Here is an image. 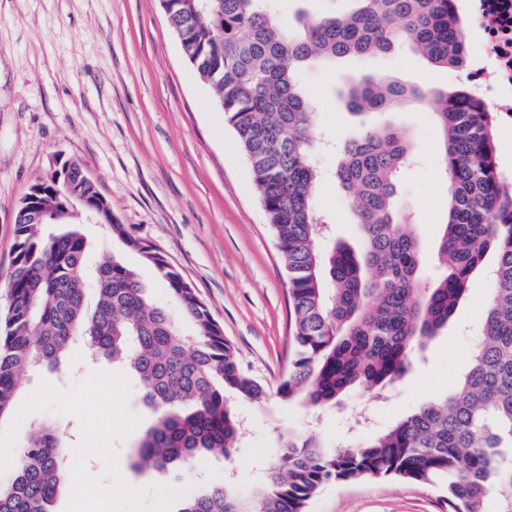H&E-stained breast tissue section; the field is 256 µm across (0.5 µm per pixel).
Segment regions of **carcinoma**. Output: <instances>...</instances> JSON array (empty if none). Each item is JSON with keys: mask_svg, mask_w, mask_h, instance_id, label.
I'll list each match as a JSON object with an SVG mask.
<instances>
[{"mask_svg": "<svg viewBox=\"0 0 512 512\" xmlns=\"http://www.w3.org/2000/svg\"><path fill=\"white\" fill-rule=\"evenodd\" d=\"M341 16L307 17L298 31L274 20V0H160L169 27L213 92L252 173L288 278L293 353L276 385L248 373L195 288L152 244L132 236L82 166L66 161L71 199L53 181L40 191L42 218L18 212L14 257L0 315V419L20 380L55 368L74 338L137 378L152 426L136 466L165 470L207 455L231 459L243 424L230 401L261 403L270 392L310 410L353 389H382L405 376L415 355L448 327L485 258L496 257L483 332L455 391L429 400L387 431L348 448L289 433L264 480L249 494L232 484L182 499L177 512H306L326 484L398 477L447 483L448 512H487L492 496L512 512V181L500 174L498 113L472 90L426 91L380 76L353 80L348 107L361 115L412 103L431 110L444 139L448 214L436 256L444 275L418 286L422 247L401 232L396 179L409 162L408 134L365 125L343 149L335 177L358 224L360 247L320 241L313 206L322 178L321 141L297 74L313 61L371 57L409 45L432 66L463 69L467 46L455 0H353ZM85 200L98 223L155 267L194 335L155 306L136 273L117 259L96 269V300L86 305L89 240ZM67 466L61 440L39 426L17 456L14 479L0 483V512H54Z\"/></svg>", "mask_w": 512, "mask_h": 512, "instance_id": "cac0c4a2", "label": "carcinoma"}]
</instances>
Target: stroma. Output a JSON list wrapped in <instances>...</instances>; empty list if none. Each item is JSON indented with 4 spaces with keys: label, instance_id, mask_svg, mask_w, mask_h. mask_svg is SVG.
I'll use <instances>...</instances> for the list:
<instances>
[{
    "label": "stroma",
    "instance_id": "obj_1",
    "mask_svg": "<svg viewBox=\"0 0 512 512\" xmlns=\"http://www.w3.org/2000/svg\"><path fill=\"white\" fill-rule=\"evenodd\" d=\"M372 74L452 91L467 85V73L430 66L407 46L308 65L299 73L317 133L336 145L324 154V167L335 168L339 148L362 123L408 132L413 161L397 195L409 214L405 231L423 246L420 281L429 287L442 274L434 249L448 206L442 134L432 113L412 104L354 115L344 97L347 84ZM66 159L82 165L119 223L157 247L196 288L242 366L277 383L288 365L287 276L235 134L183 56L158 0H0V287L11 271L20 201ZM315 204L331 218L335 241H358L349 202L334 181L317 188ZM85 230L88 268L117 258L137 273L157 306L179 316L153 266L107 227L89 224ZM489 292L488 274L475 276L447 329L381 396L351 391L316 418L274 397L235 401L247 435L229 461L211 457L199 468L135 470L136 447L153 416L130 391L127 407L141 421L112 443L119 475L133 487L191 482L201 489L228 481L245 492L271 466L285 433L311 435L333 448L381 433L422 403L452 393L480 340ZM96 371L118 374L122 368L92 358L82 341H74L56 369H37L22 381L13 406L21 408L42 382L68 388ZM41 420L55 426L66 451L79 445L78 419L47 409L21 421L15 447ZM306 512H448L447 491L440 483L397 478L350 480L323 487Z\"/></svg>",
    "mask_w": 512,
    "mask_h": 512
}]
</instances>
